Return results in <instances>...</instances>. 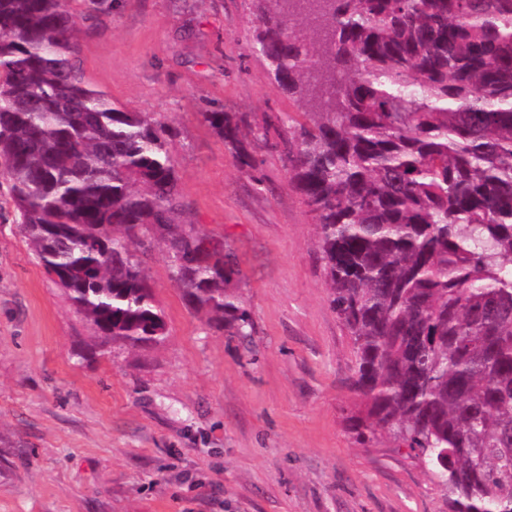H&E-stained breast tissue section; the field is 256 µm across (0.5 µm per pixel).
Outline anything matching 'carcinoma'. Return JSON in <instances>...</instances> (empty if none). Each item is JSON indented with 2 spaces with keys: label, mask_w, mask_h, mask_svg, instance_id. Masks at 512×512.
Segmentation results:
<instances>
[{
  "label": "carcinoma",
  "mask_w": 512,
  "mask_h": 512,
  "mask_svg": "<svg viewBox=\"0 0 512 512\" xmlns=\"http://www.w3.org/2000/svg\"><path fill=\"white\" fill-rule=\"evenodd\" d=\"M252 50L303 120L264 121L350 333L360 440L425 462L452 512H512V0H255ZM101 0H0V175L45 271L106 339L166 336L143 257L252 334L224 244L179 222L169 126L83 77ZM237 166L235 114L201 113Z\"/></svg>",
  "instance_id": "1"
}]
</instances>
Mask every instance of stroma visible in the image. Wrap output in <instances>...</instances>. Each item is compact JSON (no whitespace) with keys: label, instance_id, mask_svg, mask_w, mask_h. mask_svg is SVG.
Masks as SVG:
<instances>
[{"label":"stroma","instance_id":"1","mask_svg":"<svg viewBox=\"0 0 512 512\" xmlns=\"http://www.w3.org/2000/svg\"><path fill=\"white\" fill-rule=\"evenodd\" d=\"M105 5L78 22L85 78L172 127L183 221L230 248L253 334L188 307L158 246L146 269L164 340L102 344L0 178V512H449L408 450L356 438V357L280 150L256 139L242 173L202 121L300 110L251 49L253 0Z\"/></svg>","mask_w":512,"mask_h":512}]
</instances>
